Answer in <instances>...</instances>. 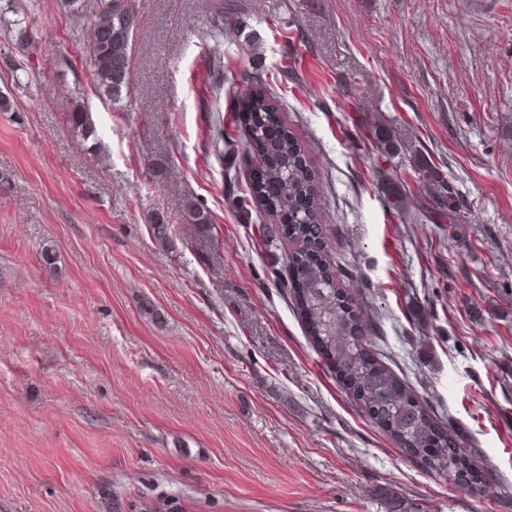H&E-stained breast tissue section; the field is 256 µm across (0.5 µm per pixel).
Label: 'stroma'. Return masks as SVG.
<instances>
[{"label": "stroma", "instance_id": "obj_1", "mask_svg": "<svg viewBox=\"0 0 512 512\" xmlns=\"http://www.w3.org/2000/svg\"><path fill=\"white\" fill-rule=\"evenodd\" d=\"M216 1L136 0L116 104L59 0H32L26 49L0 26V512H512V0ZM248 76L306 147L371 352L471 451L478 494L324 367L285 245L237 203L260 165ZM77 97L100 155L67 122ZM414 166L415 172L419 175L420 182L426 183L431 188L436 203L442 209H448V220H453L456 211L453 186L449 182L447 185L443 183L438 172L429 167L423 157L418 156L414 161Z\"/></svg>", "mask_w": 512, "mask_h": 512}]
</instances>
